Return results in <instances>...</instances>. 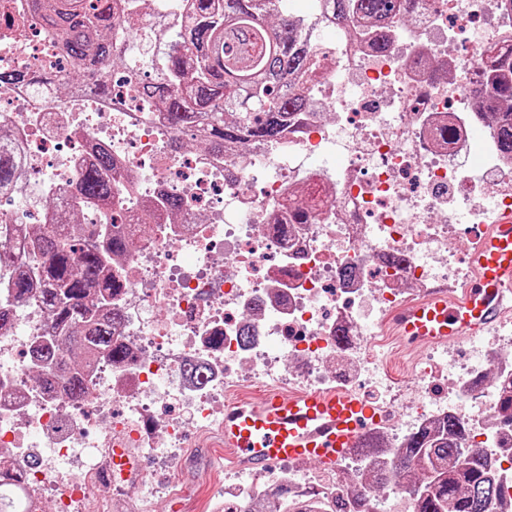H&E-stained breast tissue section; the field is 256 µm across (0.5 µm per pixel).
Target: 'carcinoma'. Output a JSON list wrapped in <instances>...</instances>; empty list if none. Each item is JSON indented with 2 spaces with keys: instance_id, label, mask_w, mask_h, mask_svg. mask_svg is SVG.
Wrapping results in <instances>:
<instances>
[{
  "instance_id": "carcinoma-1",
  "label": "carcinoma",
  "mask_w": 512,
  "mask_h": 512,
  "mask_svg": "<svg viewBox=\"0 0 512 512\" xmlns=\"http://www.w3.org/2000/svg\"><path fill=\"white\" fill-rule=\"evenodd\" d=\"M191 24L158 29L165 43L158 58L159 80L141 96L156 112H164L179 133L198 135L206 145L224 149L250 141L284 137L316 84L320 60L312 50L313 36L277 0H179ZM407 0H316L336 26L348 14L374 28ZM41 19L54 48L81 68L99 62L126 67L132 58L113 54V42L128 39L115 12H126V0H27ZM483 80L474 90L475 109L483 122L497 130L500 151L512 155V48L481 56ZM22 163L13 149L0 150V193L21 175ZM77 194L83 209L98 213L100 224H58L33 236L27 245L11 292L0 300V332L15 321L12 305L36 301L50 312L51 334L35 346L44 371L42 387L73 400L87 393L86 369L100 360L118 362L124 350L112 343L123 321L112 308L117 284L112 254L127 248L111 235L95 241L100 227L112 224V156L95 153L82 169ZM465 425L448 418L431 430L412 433L407 446L389 456L372 475V484L385 486L395 477L408 480L406 493L414 512H507L499 505L495 477L497 455L464 448ZM21 474L0 469V495L9 488L16 496L12 512H26L20 492Z\"/></svg>"
}]
</instances>
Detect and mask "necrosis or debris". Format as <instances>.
Wrapping results in <instances>:
<instances>
[{
	"label": "necrosis or debris",
	"mask_w": 512,
	"mask_h": 512,
	"mask_svg": "<svg viewBox=\"0 0 512 512\" xmlns=\"http://www.w3.org/2000/svg\"><path fill=\"white\" fill-rule=\"evenodd\" d=\"M9 12L0 8V66L24 81L0 84V128L25 175L0 196V249L21 247L22 229L41 223L26 203L34 192L76 208L94 147L120 163L122 212L182 201L164 223L123 225L112 304L127 356L90 367L81 402L34 378L42 304L23 305L0 335V448L23 474L27 512H113L103 476L121 442L161 457L177 490L185 448L218 445L225 413L268 392L353 390L387 418L375 451L332 471L284 462L244 477L225 467V507L269 499L275 512L291 501L333 512L348 499L355 512H390L399 489H354L348 474L450 416L468 425L467 447L512 453V428L496 413L501 381L512 378L511 328L468 339L453 356L434 346L414 354L411 385L389 367L392 314L435 289L467 287L480 225L512 210V157L462 106L481 53L512 47V0H418L386 20L382 54L350 20L355 38L313 44L330 66L306 118L278 142L222 154L175 148L177 131L139 95L159 76L152 57L132 71L86 72L108 95L64 94L74 64L38 18L12 26ZM301 186L317 202L308 223L292 224L288 199Z\"/></svg>",
	"instance_id": "4bbe7bcc"
}]
</instances>
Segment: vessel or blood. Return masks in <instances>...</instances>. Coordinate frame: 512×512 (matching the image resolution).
<instances>
[{"label": "vessel or blood", "mask_w": 512, "mask_h": 512, "mask_svg": "<svg viewBox=\"0 0 512 512\" xmlns=\"http://www.w3.org/2000/svg\"><path fill=\"white\" fill-rule=\"evenodd\" d=\"M472 264L473 281L462 293L438 290L394 315L390 328L404 347L454 345L490 332L512 309V213L489 225ZM379 421L375 407L345 391L272 393L225 416L221 446L226 458L253 473L286 460H311L331 469L359 448ZM144 475L130 449H113L108 483H139Z\"/></svg>", "instance_id": "obj_1"}]
</instances>
